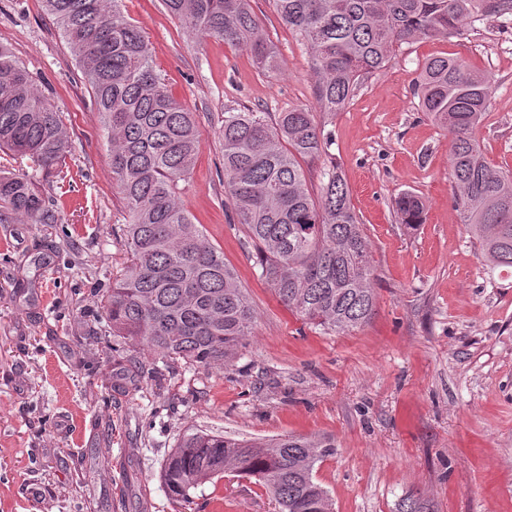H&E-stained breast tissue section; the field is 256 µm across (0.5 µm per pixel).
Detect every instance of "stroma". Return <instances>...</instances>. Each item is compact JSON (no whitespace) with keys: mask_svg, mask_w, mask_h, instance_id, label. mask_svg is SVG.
I'll use <instances>...</instances> for the list:
<instances>
[{"mask_svg":"<svg viewBox=\"0 0 512 512\" xmlns=\"http://www.w3.org/2000/svg\"><path fill=\"white\" fill-rule=\"evenodd\" d=\"M172 93L195 112L199 155L181 198L234 267L256 312L221 365L166 367L115 341L101 307L127 258L109 146L84 76L41 0H0L8 46L61 112L66 164L45 174L0 152L55 201L56 224H0V512H276L255 479L225 471L192 503L159 475L179 438H329L317 482L334 512H512V273L490 274L453 200L447 129L422 112L414 84L448 56L494 80L478 136L512 168V16L467 36L405 44L326 129L368 238L377 301L364 326L316 333L258 276L254 249L224 207L217 130L228 108L313 105L309 55L273 0L252 8L282 67L198 41L161 0H122ZM405 190L423 224H399Z\"/></svg>","mask_w":512,"mask_h":512,"instance_id":"obj_1","label":"stroma"}]
</instances>
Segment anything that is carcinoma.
<instances>
[{"instance_id":"obj_1","label":"carcinoma","mask_w":512,"mask_h":512,"mask_svg":"<svg viewBox=\"0 0 512 512\" xmlns=\"http://www.w3.org/2000/svg\"><path fill=\"white\" fill-rule=\"evenodd\" d=\"M82 68L110 146L112 182L124 201L128 261L103 302L112 335L148 347L162 361L222 363L251 333L256 312L236 270L193 222L179 183L195 167L199 130L156 70L143 30L122 0H41ZM201 40L246 50L266 69L280 57L251 0H161ZM305 45L314 105L270 117L245 108L224 113L218 130L224 207L259 255V277L289 311L324 333L367 323L375 310L369 246L336 163L321 171L318 195L303 164L327 154L331 119L385 68L404 44L464 35L477 21L512 15V0H273ZM422 111L448 129L449 178L462 223L484 265L512 268V169L491 162L477 133L491 105V78L464 61L434 57L420 74ZM68 139L59 112L34 86L11 49L0 45V150L51 172ZM399 223H424L410 191L395 201ZM32 179L0 168V224H55ZM329 439L289 435L266 443L218 433L184 434L161 468L167 494L188 503L224 471L251 476L279 512H323L329 491L314 476L334 453Z\"/></svg>"}]
</instances>
